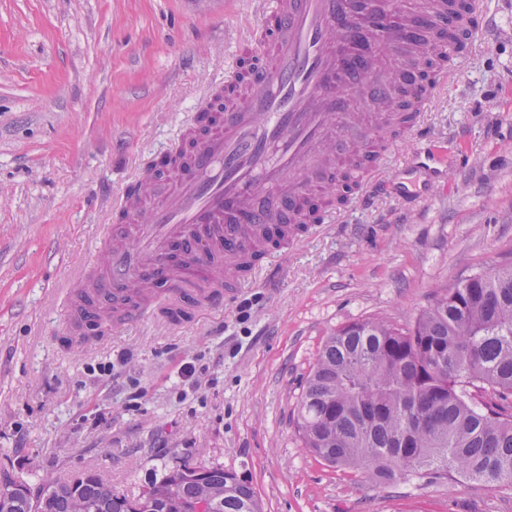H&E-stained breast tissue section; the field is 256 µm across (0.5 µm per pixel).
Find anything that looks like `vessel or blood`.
I'll list each match as a JSON object with an SVG mask.
<instances>
[{"label":"vessel or blood","mask_w":512,"mask_h":512,"mask_svg":"<svg viewBox=\"0 0 512 512\" xmlns=\"http://www.w3.org/2000/svg\"><path fill=\"white\" fill-rule=\"evenodd\" d=\"M251 4L253 27L265 35L262 54L234 58L210 93L218 123L184 126L190 147L174 150L170 171L145 168L113 202L117 222L103 231V259L66 286V331L105 305L114 326L138 322L162 294L182 309L222 306L243 263L266 249L267 226L281 225L289 237L312 223L302 202L322 191L319 176L343 170L363 203L396 193L394 180L378 177L384 151L350 112L360 98L390 100L375 48H404L398 80L419 113L433 87L453 81L442 70L424 86L426 59L495 25L488 0H422L415 22L404 19V0Z\"/></svg>","instance_id":"vessel-or-blood-1"}]
</instances>
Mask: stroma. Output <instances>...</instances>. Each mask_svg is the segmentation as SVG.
I'll return each instance as SVG.
<instances>
[{
    "label": "stroma",
    "mask_w": 512,
    "mask_h": 512,
    "mask_svg": "<svg viewBox=\"0 0 512 512\" xmlns=\"http://www.w3.org/2000/svg\"><path fill=\"white\" fill-rule=\"evenodd\" d=\"M248 0H0V468L87 471L134 496L192 459L249 480L264 512H512V490L452 478L378 487L334 470L294 427L316 355L340 327L413 325L436 293L512 264V0L428 131L388 137L411 199L355 203L280 246L223 307L95 336L62 333L69 277L131 178L176 149L234 48L262 50ZM127 361L102 379L89 366ZM186 361L199 384L178 377Z\"/></svg>",
    "instance_id": "obj_1"
}]
</instances>
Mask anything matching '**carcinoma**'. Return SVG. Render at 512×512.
<instances>
[{
    "label": "carcinoma",
    "mask_w": 512,
    "mask_h": 512,
    "mask_svg": "<svg viewBox=\"0 0 512 512\" xmlns=\"http://www.w3.org/2000/svg\"><path fill=\"white\" fill-rule=\"evenodd\" d=\"M304 447L331 468L376 485L456 476L512 487V268L446 288L415 324L348 323L318 351L297 410ZM169 469L133 498L117 496L96 472L32 487L0 470V512H176L180 501L218 496L214 512H263L251 482L205 465L200 483Z\"/></svg>",
    "instance_id": "carcinoma-1"
}]
</instances>
